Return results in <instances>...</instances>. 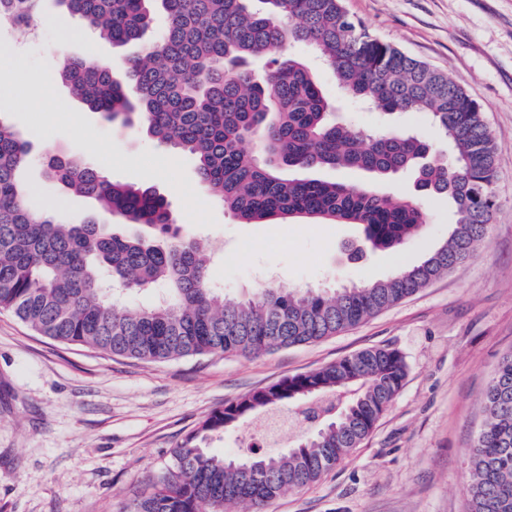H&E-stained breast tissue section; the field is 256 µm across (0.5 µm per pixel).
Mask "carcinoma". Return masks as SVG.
Returning a JSON list of instances; mask_svg holds the SVG:
<instances>
[{
	"label": "carcinoma",
	"instance_id": "carcinoma-1",
	"mask_svg": "<svg viewBox=\"0 0 512 512\" xmlns=\"http://www.w3.org/2000/svg\"><path fill=\"white\" fill-rule=\"evenodd\" d=\"M42 0H0V20H43ZM54 0L114 47L158 37L129 58L123 77L99 63L69 60L57 79L91 112L138 124L163 146L190 154L199 181L245 224L315 218L359 224L374 249L393 250L428 223L413 197L373 184L290 178L291 170L347 169L373 178L410 174L416 187L448 196L455 222L422 263L382 281L343 288L267 285L227 298L212 286L209 257L180 234L167 198L112 181L96 165L51 157L48 178L118 215L145 235L115 232L88 218L70 223L29 204L22 176L29 143L0 118V311L41 336L147 362L222 354L258 357L319 342L413 295L486 242L498 202L496 142L481 106L447 73L372 35L342 0ZM292 44L311 48L347 97L386 114L420 112L444 131L451 154L399 127L364 131L332 118V105ZM265 60L257 71L250 60ZM163 298L123 303L137 291ZM395 349H365L255 391L257 409L299 408L313 430L291 448L249 457L208 453L207 440L254 412L234 402L208 414L173 450L149 492L120 512H265L287 491L332 470L373 431L403 386ZM350 397L336 407L332 397ZM481 428L468 460L466 512H512V352L482 394Z\"/></svg>",
	"mask_w": 512,
	"mask_h": 512
}]
</instances>
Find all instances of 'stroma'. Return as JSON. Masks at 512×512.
I'll return each instance as SVG.
<instances>
[{
    "instance_id": "1",
    "label": "stroma",
    "mask_w": 512,
    "mask_h": 512,
    "mask_svg": "<svg viewBox=\"0 0 512 512\" xmlns=\"http://www.w3.org/2000/svg\"><path fill=\"white\" fill-rule=\"evenodd\" d=\"M383 41L447 72L477 101L496 141L498 208L487 242L412 296L328 339L257 358L224 355L153 363L66 345L0 313V512H119L172 463V451L212 411L241 396L367 348L405 358L407 376L372 434L316 483L286 492L266 512H464L467 463L482 393L512 351V0H342ZM25 35L0 28V115L33 146L87 160L112 180L167 197L184 234L216 251L211 278L225 294L261 279L286 288L372 283L422 262L448 237L447 197L422 196L429 222L393 251L354 260L355 224L302 218L242 224L196 175L192 158L159 146L139 126L109 123L56 78L62 58L95 52L120 65L144 40L97 39L68 14ZM335 112L356 126L383 114L339 96L330 68L305 48ZM25 176L33 208L68 219L97 215L90 199L63 197L40 164ZM236 258L224 262L225 255Z\"/></svg>"
}]
</instances>
